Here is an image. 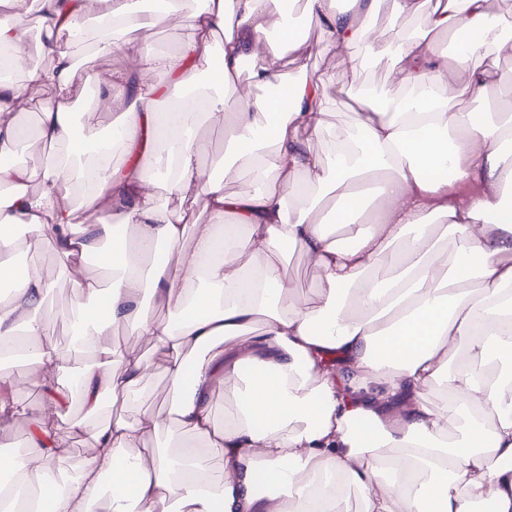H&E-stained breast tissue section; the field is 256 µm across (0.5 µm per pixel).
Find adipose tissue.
Segmentation results:
<instances>
[{
  "label": "adipose tissue",
  "mask_w": 512,
  "mask_h": 512,
  "mask_svg": "<svg viewBox=\"0 0 512 512\" xmlns=\"http://www.w3.org/2000/svg\"><path fill=\"white\" fill-rule=\"evenodd\" d=\"M353 2L350 13L337 11L335 0H308L322 51L342 50L353 62L362 52L392 57L401 90L382 103L358 98L354 125L336 139L331 181L315 152L322 89L306 77L282 83L262 50L273 27L289 51L303 45L306 32L292 26L282 0H202L194 35L177 52L137 56L129 69L96 75L99 103L85 112L79 135L64 106L82 80L69 33L94 12L147 34L179 12L180 0H166L160 15L144 12L141 0H39L35 10L10 0L0 13L7 66L24 71L22 81L0 82V155L24 142L16 111L34 87L52 88L60 102L41 113L37 139L67 146L64 161L36 173L0 167V277L16 290L0 306V346L21 337L31 382L42 389L53 388L68 356L42 309L48 282L12 259L21 227L28 246L53 247L65 261L97 253L114 280L107 287L87 275L77 283L73 318L93 362L69 393L93 414L103 395L134 398L150 364L132 349L115 356L111 336L120 326L163 358L169 391L166 412L77 424L94 452L51 499L39 494L48 481L41 465L68 448L53 445L35 461L0 455V469L32 496L17 508L0 491V512H89L106 484L109 512H335L353 489L362 512H512V377L494 369L512 363V200L503 192L512 185V154L502 148L512 140V115L460 108L498 81L496 72L472 69L462 86L448 80L481 49H511L512 36L486 0H392L395 18H421L426 30L446 33L455 52L437 55L420 36L394 48L369 22L377 0ZM218 28L224 39L216 45ZM34 32L50 68L25 66ZM247 59L252 84L284 85L287 105L236 96L225 156L251 179L228 194L197 165L206 145L193 130L201 117L222 125L224 100L192 93L190 63L209 65L211 82L227 87ZM158 72L166 85L152 82ZM161 99L171 111L157 110ZM108 113L113 138L101 143L97 129ZM117 147L135 158L121 174L112 167ZM161 168L165 204L153 189ZM67 183L89 187L84 206L105 210L107 221L75 232ZM187 201L202 202L210 222L188 223ZM333 225L344 239L331 236ZM129 227L136 241L125 236ZM439 232L457 244L454 262L435 242ZM293 246L325 287L318 304L286 312ZM381 269L390 273L382 282ZM474 280L479 289H469ZM146 287L176 322L142 313ZM434 389L444 405L429 401ZM228 392L236 410L220 422L213 400ZM163 432L177 455L150 448Z\"/></svg>",
  "instance_id": "ef3b65f1"
}]
</instances>
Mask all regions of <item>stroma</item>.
Wrapping results in <instances>:
<instances>
[{
	"mask_svg": "<svg viewBox=\"0 0 512 512\" xmlns=\"http://www.w3.org/2000/svg\"><path fill=\"white\" fill-rule=\"evenodd\" d=\"M198 6L197 0H182V8L178 15L167 23L156 27L149 35L137 37L130 46L131 51L142 53H173L192 35L189 17ZM376 35L381 41L397 43L402 33H424L417 18L394 19L391 11V0H379L377 5ZM427 34V33H424ZM440 52H448L449 42L445 35L427 34ZM321 39L318 24L309 27L306 44L301 58L284 55L280 60V71L284 80L307 72L309 77L317 80L323 87L325 101L324 127L321 138L316 145L322 162H329L337 135L343 132L354 120V102L365 91L372 90L382 96L397 94L399 86L392 75V60L388 57L369 61L364 70L353 69L345 54L320 53L317 49ZM476 65L502 74L501 82L490 85L482 95L465 97L461 103L462 110L473 112H502L512 114V55H498L487 52L476 58ZM234 123L232 110H225L224 125L212 127L206 121H199L195 134L207 144V150L199 158L200 166L212 169L215 178L223 181L226 192L232 193L244 188L247 175L238 167L224 168L217 161L223 158L225 140L229 127ZM34 263L44 279L51 282L49 302L57 313L51 333L60 346H67V314L77 299V293L70 278L63 274V261L52 248L45 247L34 250ZM288 276L293 288L282 301L283 310H291L298 301L317 302L324 283L318 272L309 267L300 250L292 249L287 254ZM112 345L117 352L129 348H137L149 361L153 371L143 380L140 388L141 398L137 405H125L105 400L104 405L113 415H121L128 419L142 417L143 414L164 409L168 403V387L163 375V360L150 345L137 337L128 334L125 329H117L112 337ZM30 365L7 371L6 377L12 387L9 397L14 406L20 408L21 417L9 423L0 424V443L7 445L9 450L20 451L22 456L33 458L40 456V449L31 447L29 428L26 416L38 414L45 398L42 389L34 387L28 380ZM86 410L78 399H68L63 403L60 415L54 425L58 442L66 445L70 453L62 461H52L48 469L58 474L61 479L74 476L79 465L93 453V448L83 435L73 431L74 422L84 419Z\"/></svg>",
	"mask_w": 512,
	"mask_h": 512,
	"instance_id": "35a3bbf8",
	"label": "stroma"
}]
</instances>
